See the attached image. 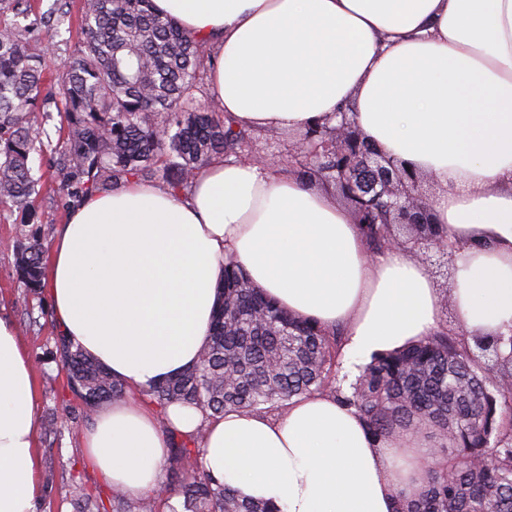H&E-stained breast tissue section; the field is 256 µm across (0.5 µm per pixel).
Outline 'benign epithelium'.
<instances>
[{
	"label": "benign epithelium",
	"instance_id": "benign-epithelium-1",
	"mask_svg": "<svg viewBox=\"0 0 512 512\" xmlns=\"http://www.w3.org/2000/svg\"><path fill=\"white\" fill-rule=\"evenodd\" d=\"M336 123H324L317 141L304 139L295 146V157L309 150L324 154L325 172L338 195L353 209L357 223L430 224L431 208L422 191V177L413 168L382 152L366 139L345 112L336 113ZM390 245L425 257L437 274L448 277L454 267V250L445 251L416 230L407 236L393 232Z\"/></svg>",
	"mask_w": 512,
	"mask_h": 512
}]
</instances>
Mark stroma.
Returning <instances> with one entry per match:
<instances>
[{
  "mask_svg": "<svg viewBox=\"0 0 512 512\" xmlns=\"http://www.w3.org/2000/svg\"><path fill=\"white\" fill-rule=\"evenodd\" d=\"M82 4L83 0H67L68 43L44 50L49 38L45 32L33 41L52 78H61L70 64L73 44L79 36ZM42 166L46 170L44 185L34 200L37 223H22L17 213L0 218V316L15 323L21 345L32 362L39 427L38 470L55 473L53 486L43 491L39 512H72L70 491L76 483L108 508L112 505V494L85 462L83 433L91 417L71 391L55 355L58 331L49 297L44 292L26 296L15 272V246L21 239L37 233L46 241H53L58 226L68 221L69 211L59 202V180L52 159L43 157Z\"/></svg>",
  "mask_w": 512,
  "mask_h": 512,
  "instance_id": "1",
  "label": "stroma"
}]
</instances>
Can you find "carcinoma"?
I'll use <instances>...</instances> for the list:
<instances>
[{"mask_svg": "<svg viewBox=\"0 0 512 512\" xmlns=\"http://www.w3.org/2000/svg\"><path fill=\"white\" fill-rule=\"evenodd\" d=\"M12 18H7L6 13ZM66 12L32 10L30 0H0V206L30 209L43 174L35 157L56 156L62 205L131 179L175 194L214 158L252 152L246 129L212 97L202 101L211 50L152 0H83L80 36L60 80L47 90L32 38L61 33ZM55 104L66 128L58 141L46 125ZM373 250L385 248L388 224H364ZM19 283L45 287L46 249L35 235L15 252ZM224 325L189 370L141 390L169 435L165 494L129 500L112 494V512H281L239 496L203 466V435L179 438L166 424L173 403L215 419L232 409L284 412L292 399L329 392L362 416L373 437L423 430L435 441L422 494L402 512H512V329L481 336L441 326L393 352L380 353L348 380L340 334L288 314L234 261L224 267ZM56 357L85 410L126 393L125 385L60 334Z\"/></svg>", "mask_w": 512, "mask_h": 512, "instance_id": "obj_1", "label": "carcinoma"}]
</instances>
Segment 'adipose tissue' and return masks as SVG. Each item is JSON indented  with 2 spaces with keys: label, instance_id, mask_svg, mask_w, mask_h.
<instances>
[{
  "label": "adipose tissue",
  "instance_id": "ef3b65f1",
  "mask_svg": "<svg viewBox=\"0 0 512 512\" xmlns=\"http://www.w3.org/2000/svg\"><path fill=\"white\" fill-rule=\"evenodd\" d=\"M214 56L210 92L242 126L303 132L346 108L363 134L438 186L456 244V327H512V0H153ZM290 313L342 327L344 372L437 329L444 301L402 248L369 257L350 208L291 172L217 159L176 196L133 181L71 210L46 279L56 327L131 389L192 367L211 333L227 258ZM96 408L83 436L111 490L153 494L169 432L204 435V466L282 512H401L433 446L374 440L323 393L281 415ZM35 389L0 318V512H37Z\"/></svg>",
  "mask_w": 512,
  "mask_h": 512
}]
</instances>
